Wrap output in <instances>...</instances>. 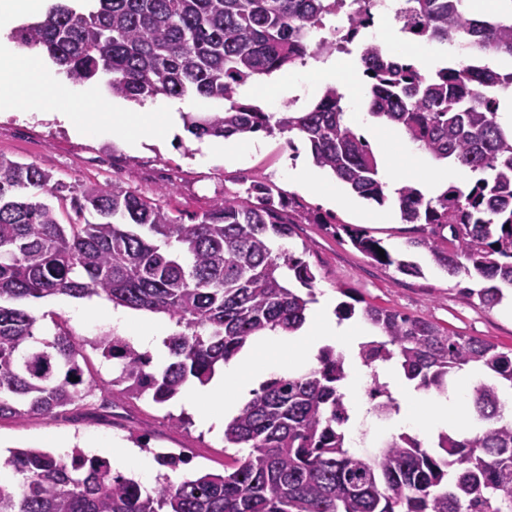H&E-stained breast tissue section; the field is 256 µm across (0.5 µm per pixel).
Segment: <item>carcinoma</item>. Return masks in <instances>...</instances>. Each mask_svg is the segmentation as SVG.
I'll use <instances>...</instances> for the list:
<instances>
[{
    "label": "carcinoma",
    "instance_id": "cac0c4a2",
    "mask_svg": "<svg viewBox=\"0 0 512 512\" xmlns=\"http://www.w3.org/2000/svg\"><path fill=\"white\" fill-rule=\"evenodd\" d=\"M72 2L56 0L44 19L19 31L22 46L47 54L72 81L105 77L113 96L138 103L190 92L222 101V112L182 115L186 131L198 139L299 134L316 166L363 199H387L370 144L344 120L338 87L278 116L238 100L247 82L335 51L333 40L313 45L310 36L345 0H87L81 9ZM407 2L401 32L455 41L465 59L424 71L378 44L360 45L368 112L429 157L472 174L469 185L437 195L403 186L396 202L404 223L431 225L441 238L410 245L451 275L491 282L463 293L492 309L503 299L500 285L512 288V127L497 120L512 70L493 68L489 56L512 59V13L478 14L468 0ZM56 202L69 203L65 223ZM92 211L99 221L86 217ZM294 223L293 198L267 182L184 224L121 185L66 184L0 154V419L55 413L91 396L96 384L79 362L86 345L120 365L112 385L164 404L189 378L209 380L250 340L297 331L315 301L316 275L309 262L269 243L291 237ZM339 228L372 261L422 274L387 250L380 257L381 241L366 232ZM94 294L174 323L161 371L119 336L87 344L66 333L41 337L24 307L29 298ZM357 312L376 331L358 346L372 369L371 395L381 397L374 411L400 410L380 367L399 365L436 396L478 371L485 379L466 404L474 433L442 431L428 442L404 431L370 453L355 452L346 357L326 347L317 366L264 382L224 426V449H249L224 472L163 475L149 491L79 448L67 455L19 449L0 465L18 476L14 488L0 484V512H512V413L502 399L512 392V354L389 308L336 306L340 320Z\"/></svg>",
    "mask_w": 512,
    "mask_h": 512
}]
</instances>
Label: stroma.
Wrapping results in <instances>:
<instances>
[{
    "label": "stroma",
    "mask_w": 512,
    "mask_h": 512,
    "mask_svg": "<svg viewBox=\"0 0 512 512\" xmlns=\"http://www.w3.org/2000/svg\"><path fill=\"white\" fill-rule=\"evenodd\" d=\"M380 26L387 34L386 46L398 55L417 53L419 59L437 64L443 61V45L414 41L398 33L391 19ZM56 83L71 90V103L79 112L110 113L116 99L105 80L74 83L60 70H53ZM285 82L276 91H251L250 100L267 112L285 111L287 104L302 108L320 91L312 85V76L303 68L281 71ZM265 148L244 155L239 161L203 162L202 146L186 129H178L163 144H141L131 149L123 134L81 137L48 117L46 111L15 109L0 111V154L14 160L34 163L70 184L76 181L109 185L115 182L154 200L192 223L216 199L245 194L253 180L265 177L288 194L298 196L306 211L323 216L320 224L297 225L292 237L279 240V247L304 255L318 269L316 292H330L341 301V289H352L361 300L403 313L427 318L440 327L462 336H476L504 352L512 351V309L500 304L492 309L468 299L466 277L448 275L433 264L428 252L412 248V225L403 223L392 202L377 204L356 198L351 205H327L316 194L293 186L285 171L293 155L308 157L304 141L288 149L283 136H265ZM369 143L376 157H388L391 166L381 169V178L397 173L402 184H417L418 170L402 146L393 137V128L381 124ZM339 224H349L381 239L390 253L399 259L420 265L419 276L399 273L395 267L379 265L354 248L345 234L336 233ZM75 301L67 296H51L27 301L26 307L38 318L42 335L58 332L78 336L85 341L113 335L112 327L94 317H76ZM82 363L86 377L98 388L87 403L50 415H31L21 419L0 420V448H40L48 438H66L73 448H133L145 443L150 448H185L191 462L183 471L220 473L224 470V437L202 429L195 419L186 418L177 400L159 405L150 397L128 398L112 387L115 367L99 351L85 348ZM111 402V412H104L103 402Z\"/></svg>",
    "instance_id": "stroma-1"
}]
</instances>
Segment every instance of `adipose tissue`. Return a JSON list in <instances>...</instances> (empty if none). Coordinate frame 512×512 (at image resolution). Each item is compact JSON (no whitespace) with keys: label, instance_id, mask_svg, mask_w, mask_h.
I'll return each instance as SVG.
<instances>
[{"label":"adipose tissue","instance_id":"ef3b65f1","mask_svg":"<svg viewBox=\"0 0 512 512\" xmlns=\"http://www.w3.org/2000/svg\"><path fill=\"white\" fill-rule=\"evenodd\" d=\"M53 84L52 77L36 57L0 44V108L11 109L19 104L33 109L47 106L77 133L92 136L103 132L105 126L98 113L72 111L69 94L55 90ZM174 121L173 113L147 106L135 113H113L111 125L116 130L136 128V136L129 139L130 144L136 145L146 139L167 136ZM76 312L104 316L113 328L154 358H162L167 351L168 333L150 316L114 308L104 300L83 303ZM370 332L366 324L337 322L330 297L321 296L313 304L310 317L296 332L268 335L258 352L231 359L207 383L196 384L183 405L195 413L201 428L221 432L225 419L237 412L240 396L256 383L274 374L314 365L320 349L325 346L339 347L349 362H356L358 341Z\"/></svg>","mask_w":512,"mask_h":512}]
</instances>
